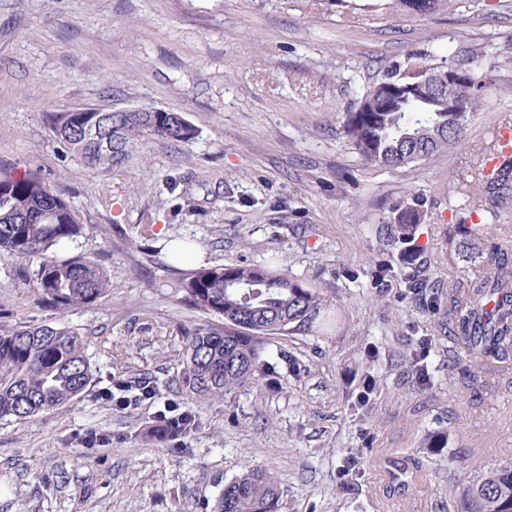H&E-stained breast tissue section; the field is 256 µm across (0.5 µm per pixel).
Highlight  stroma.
Wrapping results in <instances>:
<instances>
[{
	"instance_id": "stroma-1",
	"label": "stroma",
	"mask_w": 512,
	"mask_h": 512,
	"mask_svg": "<svg viewBox=\"0 0 512 512\" xmlns=\"http://www.w3.org/2000/svg\"><path fill=\"white\" fill-rule=\"evenodd\" d=\"M347 2L0 0V169L57 182L93 227L59 257L92 258L112 281L104 300L60 315L35 303L33 264L0 259V323L78 329L96 376L60 409L0 418V512H213L225 482L254 467L278 474L279 512H455L469 478L512 462V373L479 366L446 330L455 290L494 267L488 253L463 261L453 226L493 128L512 122V0L400 20L388 0ZM410 57L476 61L481 108L465 144L408 168L364 164L345 116ZM132 106L181 113L197 135L143 141L101 173L61 152L47 122ZM410 214L407 260L386 227ZM168 240L197 246L199 266L287 271L317 287L332 322L277 337L296 373L277 364L275 386L211 404L196 433L160 446L142 433L176 398L177 328L204 320L176 290L186 270ZM410 269L422 294L400 278ZM145 374L157 400L116 411L100 398L113 378ZM439 433L445 448L427 449ZM397 463L416 474L402 492L385 486Z\"/></svg>"
}]
</instances>
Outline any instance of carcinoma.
Here are the masks:
<instances>
[{
	"mask_svg": "<svg viewBox=\"0 0 512 512\" xmlns=\"http://www.w3.org/2000/svg\"><path fill=\"white\" fill-rule=\"evenodd\" d=\"M463 76L428 100L403 92L375 97L368 111L347 113L344 133L367 165L396 170L420 164L466 138L479 110L486 82L470 62L459 60ZM420 65L412 60L378 81L411 85ZM460 115L448 122V102ZM60 149L94 170L124 165L146 138L186 142L195 128L177 112H71L52 115ZM479 197L454 228L478 251L485 215L498 216L512 201V156L496 176L479 177ZM87 225L59 185L36 167L0 171V255L37 262L32 294L58 314L106 297L112 282L97 261L83 255L60 258L55 249L85 234ZM493 272L472 280L453 302L449 332L487 365L512 371V251L490 245ZM182 299L209 320L181 334L180 373L174 380L183 403L167 402L146 430L158 444L199 428L203 410L269 377L272 355L288 359L274 339L314 323L321 315L317 289L279 270L260 265L202 267L178 282ZM94 382L77 329L63 325L0 324V418L30 420L69 404ZM158 397L149 381L132 386L112 378V404L137 405ZM281 482L266 469H252L224 484L216 512H278ZM456 512H512V462L472 477Z\"/></svg>",
	"mask_w": 512,
	"mask_h": 512,
	"instance_id": "carcinoma-1",
	"label": "carcinoma"
}]
</instances>
